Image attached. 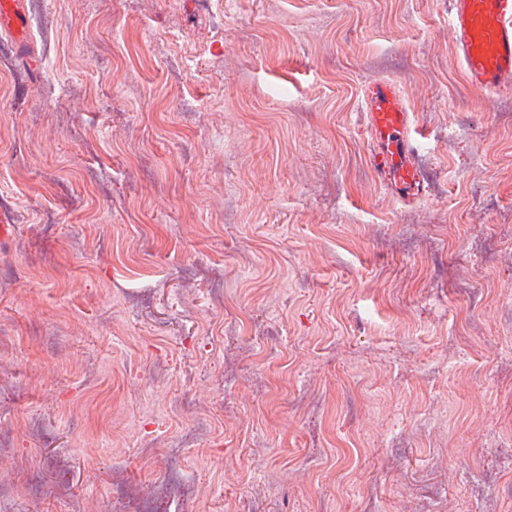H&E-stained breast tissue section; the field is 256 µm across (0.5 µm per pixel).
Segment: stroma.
<instances>
[{"label":"stroma","mask_w":512,"mask_h":512,"mask_svg":"<svg viewBox=\"0 0 512 512\" xmlns=\"http://www.w3.org/2000/svg\"><path fill=\"white\" fill-rule=\"evenodd\" d=\"M25 2L0 512H512V90L467 82L451 0ZM363 105L373 145L371 165L377 178L399 200H418L424 191L418 146L410 136L411 115L399 89L389 80L370 83Z\"/></svg>","instance_id":"1"}]
</instances>
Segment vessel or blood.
<instances>
[{"instance_id": "b4317fda", "label": "vessel or blood", "mask_w": 512, "mask_h": 512, "mask_svg": "<svg viewBox=\"0 0 512 512\" xmlns=\"http://www.w3.org/2000/svg\"><path fill=\"white\" fill-rule=\"evenodd\" d=\"M0 31L27 43L25 0H0ZM450 35L470 85L490 95L512 87V0H453ZM363 105L377 178L399 200H418L424 191L418 146L399 89L389 80L370 83Z\"/></svg>"}]
</instances>
